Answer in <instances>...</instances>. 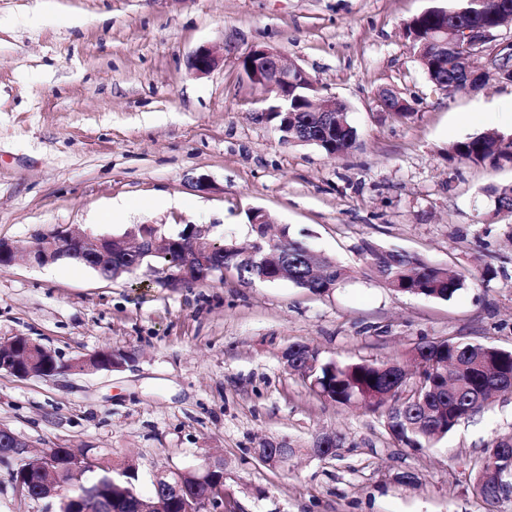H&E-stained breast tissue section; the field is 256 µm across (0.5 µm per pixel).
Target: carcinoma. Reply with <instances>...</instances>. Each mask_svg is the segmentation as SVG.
Here are the masks:
<instances>
[{
    "label": "carcinoma",
    "instance_id": "carcinoma-1",
    "mask_svg": "<svg viewBox=\"0 0 512 512\" xmlns=\"http://www.w3.org/2000/svg\"><path fill=\"white\" fill-rule=\"evenodd\" d=\"M512 14V0H460L446 15H430L420 20L427 32L446 23L454 28L489 24L497 16ZM419 66L428 81L452 97L465 88L461 70L454 63L461 52L448 53V67L441 65L443 52L434 43L411 42ZM291 136L297 139L321 137L325 153L342 155L355 145L357 131L347 115L336 113V130H331L319 112H295L288 119ZM448 159L475 165L500 168L512 165V137L497 131L472 134L448 146ZM486 196L499 206H512V184H491ZM306 245L288 238V244L267 249L265 265L244 264L240 252L215 250L210 265L188 258L185 250H170L164 256L148 259L173 271L183 272L182 286L191 287L206 277L220 274V267H232L244 282L261 281L280 268L288 272V280L312 293L323 294L351 278L352 270L329 258L310 257ZM362 262L368 274L386 287L403 295L426 296L449 300L466 286V274L446 266L433 264L406 251L390 250L367 244ZM413 372H408L402 358L356 362L318 361L316 351L297 343L288 348V364L303 371V379L317 396L342 406H364L383 409L384 426L389 437L399 445L414 450L427 447L448 436L463 419L472 418L488 409L497 393L512 392V351L493 345L452 339L426 340L412 350ZM485 456L469 466V490L485 512H494L496 504L512 490V436L495 439ZM108 482L111 512H134L141 494L137 489L139 472L121 470L120 464L105 460L104 467L90 474L92 484ZM186 491L181 498L165 506L166 512H197L198 499L211 491L218 495L221 484L206 489L188 471L182 475Z\"/></svg>",
    "mask_w": 512,
    "mask_h": 512
}]
</instances>
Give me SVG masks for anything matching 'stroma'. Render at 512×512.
Instances as JSON below:
<instances>
[{"instance_id": "stroma-1", "label": "stroma", "mask_w": 512, "mask_h": 512, "mask_svg": "<svg viewBox=\"0 0 512 512\" xmlns=\"http://www.w3.org/2000/svg\"><path fill=\"white\" fill-rule=\"evenodd\" d=\"M457 0H0V239L19 246L60 232L121 236L142 224L186 225L245 244L253 208L315 253L354 271L324 294L235 271L169 288L146 268L117 279L67 261L0 268V341L24 335L62 361L102 348L124 369L19 379L0 371V426L31 446L93 449L152 471L224 461V512H481L464 465L512 434V393L414 450L381 412L313 395L283 352L384 360L424 340L512 351V214L490 216L496 170L449 161V144L512 134V82L445 96L423 74L403 25ZM224 50L198 77L199 45ZM262 44L309 73L356 127L328 156L283 143L262 119L264 93L239 68ZM398 90L407 119L378 111ZM204 175L199 192L193 177ZM419 254L468 274L451 300L398 294L363 273L365 244ZM341 434L337 456L307 454ZM269 440L301 453L280 469L255 454ZM412 472L411 486L398 476Z\"/></svg>"}]
</instances>
